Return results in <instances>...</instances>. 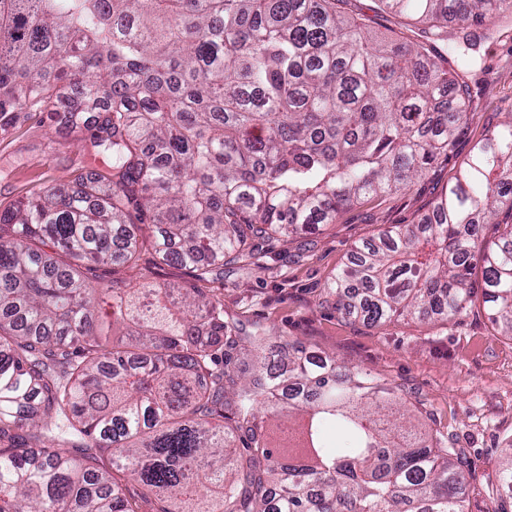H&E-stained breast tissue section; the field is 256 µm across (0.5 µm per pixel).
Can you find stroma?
Returning <instances> with one entry per match:
<instances>
[{"instance_id":"obj_1","label":"stroma","mask_w":512,"mask_h":512,"mask_svg":"<svg viewBox=\"0 0 512 512\" xmlns=\"http://www.w3.org/2000/svg\"><path fill=\"white\" fill-rule=\"evenodd\" d=\"M340 8L364 19L373 35L423 44L444 67L457 62L450 42L432 40L424 25L381 11L378 0H342ZM476 36L478 63L468 75L473 111L458 131L452 157L434 164L411 191L362 198L318 232L271 240L258 266H225L203 288L223 301L241 339L272 331L408 392L427 412L431 434L447 438L468 458L467 512H497L495 474L512 439V336L491 323L478 301L451 321L373 326L337 312L329 292L355 245L428 212L474 145L512 113V20ZM82 159L80 142L47 113H16L0 126V207L65 182ZM98 274L134 283L145 275L172 286L189 279L185 269L161 263L149 251L137 268L104 267Z\"/></svg>"}]
</instances>
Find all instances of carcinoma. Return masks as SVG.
<instances>
[{"mask_svg": "<svg viewBox=\"0 0 512 512\" xmlns=\"http://www.w3.org/2000/svg\"><path fill=\"white\" fill-rule=\"evenodd\" d=\"M341 0H0V117L90 132L69 182L0 209V512H465L468 462L372 374L265 331L240 348L200 288L103 282L150 248L201 281L403 191L455 150L472 25L512 0H378L461 65L390 47ZM512 116L431 212L355 248L331 291L371 325L482 298L512 335ZM299 451L275 454L269 425ZM243 441V450L236 442ZM512 507V458L498 474Z\"/></svg>", "mask_w": 512, "mask_h": 512, "instance_id": "cac0c4a2", "label": "carcinoma"}]
</instances>
